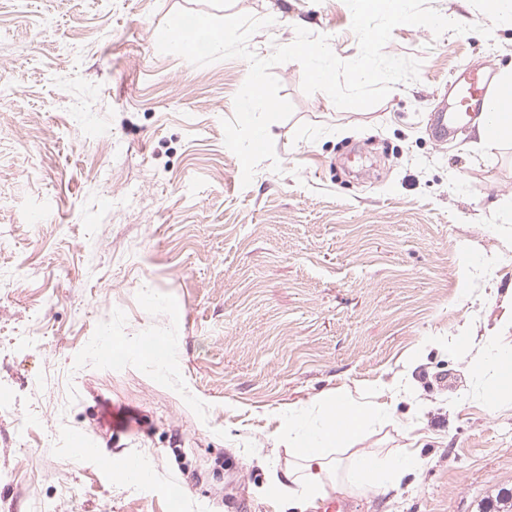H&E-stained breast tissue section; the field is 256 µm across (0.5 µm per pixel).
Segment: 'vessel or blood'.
I'll return each mask as SVG.
<instances>
[{
    "instance_id": "vessel-or-blood-1",
    "label": "vessel or blood",
    "mask_w": 512,
    "mask_h": 512,
    "mask_svg": "<svg viewBox=\"0 0 512 512\" xmlns=\"http://www.w3.org/2000/svg\"><path fill=\"white\" fill-rule=\"evenodd\" d=\"M494 94L491 70L463 69L448 81V92L443 95L432 114L433 136L439 143L454 137L466 121L486 111Z\"/></svg>"
}]
</instances>
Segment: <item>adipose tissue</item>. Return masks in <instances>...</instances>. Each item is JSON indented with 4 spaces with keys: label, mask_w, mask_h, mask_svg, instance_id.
Instances as JSON below:
<instances>
[{
    "label": "adipose tissue",
    "mask_w": 512,
    "mask_h": 512,
    "mask_svg": "<svg viewBox=\"0 0 512 512\" xmlns=\"http://www.w3.org/2000/svg\"><path fill=\"white\" fill-rule=\"evenodd\" d=\"M327 411L329 420L317 431L316 436L330 446L357 439L372 414L367 406L340 400L329 402ZM419 466L420 458L412 451L384 458L377 466L373 465L370 454L363 451L340 471L324 452L303 448L299 451L297 462L285 474L284 490L289 497L299 496L310 504L330 488L339 493L345 492L350 486L384 492L398 486L407 474L415 472Z\"/></svg>",
    "instance_id": "obj_1"
}]
</instances>
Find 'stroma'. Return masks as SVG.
Returning a JSON list of instances; mask_svg holds the SVG:
<instances>
[{"instance_id": "1", "label": "stroma", "mask_w": 512, "mask_h": 512, "mask_svg": "<svg viewBox=\"0 0 512 512\" xmlns=\"http://www.w3.org/2000/svg\"><path fill=\"white\" fill-rule=\"evenodd\" d=\"M428 3L491 37L397 26L385 52L419 78L365 109L275 66L282 170L246 186L221 121L248 61L194 66L160 28L269 17L256 55L303 27L349 61L344 0H0V512H289L284 426L324 425L336 397L377 411L358 447L425 459L348 512H479L512 490V387L472 372L485 328L512 352V312L487 303L512 290V139L467 124L443 146L429 122L453 71L512 67V23ZM131 455L147 483L115 477Z\"/></svg>"}]
</instances>
